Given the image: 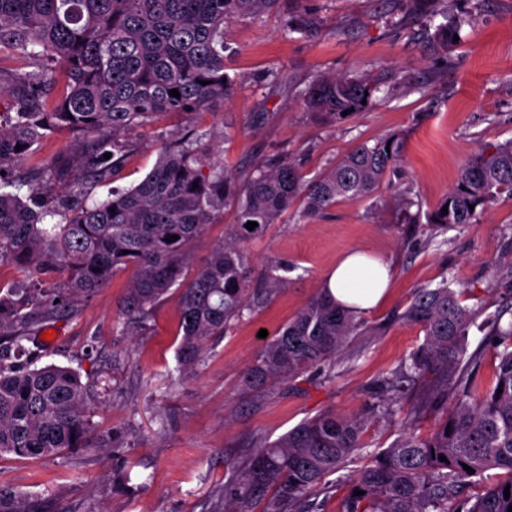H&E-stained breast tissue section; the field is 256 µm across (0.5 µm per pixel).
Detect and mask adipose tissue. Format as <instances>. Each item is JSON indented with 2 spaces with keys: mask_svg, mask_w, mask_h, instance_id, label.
Segmentation results:
<instances>
[{
  "mask_svg": "<svg viewBox=\"0 0 512 512\" xmlns=\"http://www.w3.org/2000/svg\"><path fill=\"white\" fill-rule=\"evenodd\" d=\"M390 281V269L369 252L346 251L329 270L327 292L339 306L365 314L384 299Z\"/></svg>",
  "mask_w": 512,
  "mask_h": 512,
  "instance_id": "adipose-tissue-1",
  "label": "adipose tissue"
}]
</instances>
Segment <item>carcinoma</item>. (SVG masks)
Instances as JSON below:
<instances>
[{
  "label": "carcinoma",
  "instance_id": "1",
  "mask_svg": "<svg viewBox=\"0 0 512 512\" xmlns=\"http://www.w3.org/2000/svg\"><path fill=\"white\" fill-rule=\"evenodd\" d=\"M281 0H0V60L35 61L36 69L0 66V264L36 274L65 272V281L32 296L0 297V457L48 458L76 448H122L117 435L94 433L86 411L88 386L74 370L31 367L26 343L76 312L78 303L129 266L136 276L120 313L128 325L146 323L171 291L179 292L176 371L196 375L213 344L265 308L286 286L278 265L258 283L248 274L243 244L262 235L296 202L300 217L327 213L342 199L371 196L401 165L403 138L364 140L313 179L285 156L265 161L241 180L209 161L208 133L173 136L154 168L136 186L114 190L89 207V190L110 180L133 151L129 135L165 115H190L230 96L224 72V24L279 8ZM443 44L467 17L438 14ZM425 16L429 23L436 16ZM317 22L298 15L290 33L310 35ZM384 82L368 75L319 77L297 90L303 105L337 120L374 104ZM176 89L180 97L169 95ZM58 130L77 134L69 152L38 161L27 176L14 165L35 156ZM22 146L16 150V146ZM111 157L106 159L104 154ZM198 187H193V184ZM28 195H21L23 188ZM512 196V140L488 146L461 169L456 186L433 212L430 241L448 244V227L471 224L501 194ZM231 204V236L212 247L189 281L183 269L190 244L212 212ZM448 213H443V206ZM474 210H469V206ZM422 206L408 187L399 194L396 223H421ZM256 222L253 230L247 222ZM179 239L168 242L166 238ZM511 304L481 318L484 309L461 304L451 282L415 291L399 320L421 327L424 343L378 381L376 410L395 412L403 389L417 388L414 419L438 414L426 436L409 427L390 446L369 453L349 480L341 512H508L512 495ZM486 332L498 364L484 387L466 356L471 328ZM365 330L362 318L318 290L258 349L240 378L244 391L264 396L306 374L335 376L336 357ZM502 393H497V390ZM366 420L333 411L307 419L274 442L261 441L217 490L224 512H324L326 477L364 449ZM445 456L442 461L439 456ZM468 465L470 474L463 469ZM484 485L471 498L465 489ZM361 494L354 495L355 491ZM0 512H30L21 496L0 489Z\"/></svg>",
  "mask_w": 512,
  "mask_h": 512
}]
</instances>
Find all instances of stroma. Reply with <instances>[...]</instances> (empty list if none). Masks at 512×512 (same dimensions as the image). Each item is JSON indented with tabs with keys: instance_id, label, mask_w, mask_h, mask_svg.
<instances>
[{
	"instance_id": "35a3bbf8",
	"label": "stroma",
	"mask_w": 512,
	"mask_h": 512,
	"mask_svg": "<svg viewBox=\"0 0 512 512\" xmlns=\"http://www.w3.org/2000/svg\"><path fill=\"white\" fill-rule=\"evenodd\" d=\"M429 9L463 11L471 23L446 48L424 20ZM303 12L320 20L317 32L287 34ZM224 43V70L240 79L231 98L190 119L163 116L132 132L136 147L118 179L96 187L89 203L136 186L154 167L163 135L187 127L210 133L212 161L238 177L287 154L310 179L355 142L390 133L405 141L401 168L372 196L339 202L321 217L302 221L290 208L247 244L252 278L280 262L289 266L288 284L230 329L197 376L176 384L169 375L179 343L177 292L144 327L124 329L119 309L133 269L115 273L75 317L54 323V337L34 351L37 364L79 372L97 398L90 409L96 432H120L125 446L117 454L79 448L38 460L0 456V488L22 495L34 512H216L228 458L325 411L366 418L363 441L372 451L410 424L429 434L433 417L413 420L411 401L389 421L370 409L377 381L424 341L420 327L398 314L416 288L445 278L467 307L491 313L502 306L501 273L512 266L511 196L500 195L474 223L450 228L442 248L427 225L396 223L395 211L408 185L423 211L434 210L481 147L512 139V0H283L278 11L231 19ZM364 72L385 79L391 96L344 121L308 111L296 95L317 76ZM233 221L231 209L214 212L189 249L186 277ZM353 248L385 257L391 280L384 301L364 317L366 333L337 357L335 377H302L261 398L244 392L240 377L262 344L259 330L276 333ZM124 470L140 475L143 487L116 488Z\"/></svg>"
}]
</instances>
